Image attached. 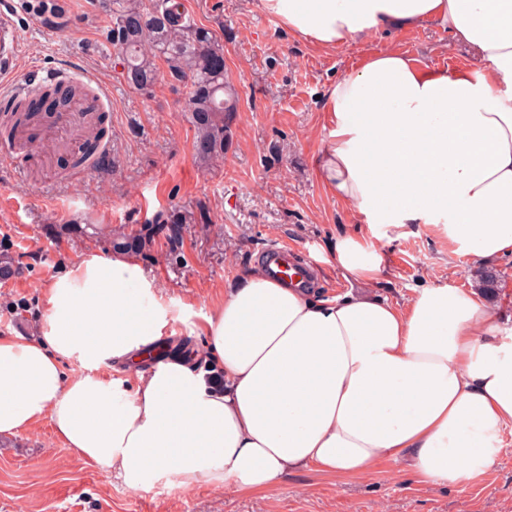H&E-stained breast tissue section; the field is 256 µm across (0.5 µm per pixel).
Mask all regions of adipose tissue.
I'll return each mask as SVG.
<instances>
[{"mask_svg": "<svg viewBox=\"0 0 512 512\" xmlns=\"http://www.w3.org/2000/svg\"><path fill=\"white\" fill-rule=\"evenodd\" d=\"M258 7L326 52L429 23L471 46L473 69L386 49L332 83L316 171L369 227L434 224L477 264L512 256V0ZM332 259L358 291L322 299L259 265L225 290L200 326L215 390L191 355L139 371L171 320L158 285L130 255L84 256L45 287L36 336L0 335V435L48 421L132 490L173 473L186 488L267 492L302 469L358 478L385 458L430 486L492 469L512 429V328L497 307L449 281L404 306L377 296L381 258L361 234L338 235ZM116 365L124 376H101Z\"/></svg>", "mask_w": 512, "mask_h": 512, "instance_id": "1", "label": "adipose tissue"}]
</instances>
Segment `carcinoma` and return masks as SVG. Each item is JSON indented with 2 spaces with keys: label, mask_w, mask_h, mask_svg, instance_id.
Wrapping results in <instances>:
<instances>
[{
  "label": "carcinoma",
  "mask_w": 512,
  "mask_h": 512,
  "mask_svg": "<svg viewBox=\"0 0 512 512\" xmlns=\"http://www.w3.org/2000/svg\"><path fill=\"white\" fill-rule=\"evenodd\" d=\"M107 39L121 52L126 79L138 90L158 80L163 61L166 73L186 89L188 110L198 129L197 155L215 162L224 158V113L236 111V92L224 79V47L185 13L180 0H112V25ZM74 89L57 83L42 88L41 98L61 104ZM39 113L24 99L0 106V137L12 140L21 128L38 120ZM100 128L76 160H96Z\"/></svg>",
  "instance_id": "1"
}]
</instances>
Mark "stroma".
I'll list each match as a JSON object with an SVG mask.
<instances>
[{
	"instance_id": "1",
	"label": "stroma",
	"mask_w": 512,
	"mask_h": 512,
	"mask_svg": "<svg viewBox=\"0 0 512 512\" xmlns=\"http://www.w3.org/2000/svg\"><path fill=\"white\" fill-rule=\"evenodd\" d=\"M194 21L224 46L225 75L237 95L224 118V161L196 153L197 130L180 83L163 78L152 92L125 80L122 57L105 38L111 0H20L21 51L11 80L44 68H73L103 88L111 170L77 173L72 150L44 155L40 143L0 138V247L21 271L0 282V335H34L44 286L111 241L153 233L136 252L160 287L159 303L176 313L163 343L192 350L204 342L202 317L260 262L273 244L309 251L321 263L314 289L333 298L351 286L331 255L337 235L368 233L317 178L329 139L321 95L363 58L388 48L442 69L475 65L472 50L426 25L379 34L321 53L263 14L258 0H183ZM170 218L192 215L180 239ZM74 224L85 233L71 232ZM376 292L403 304L415 289L446 281L478 285L476 265L430 224L381 239ZM497 465L463 486L418 483L400 462L383 461L345 481L301 470L275 489L180 486L170 474L130 490L108 481L57 440L49 424L0 438V512H512V431Z\"/></svg>"
}]
</instances>
